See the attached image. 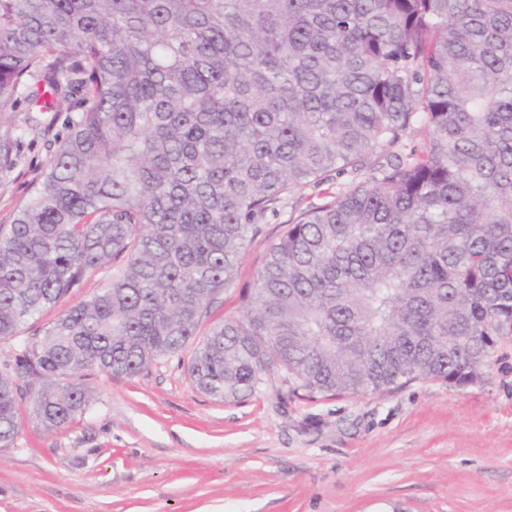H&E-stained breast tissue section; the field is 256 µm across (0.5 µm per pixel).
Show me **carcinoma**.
<instances>
[{
    "mask_svg": "<svg viewBox=\"0 0 512 512\" xmlns=\"http://www.w3.org/2000/svg\"><path fill=\"white\" fill-rule=\"evenodd\" d=\"M23 102L67 133L0 225V340L120 274L0 371V448L23 394L58 430L85 372L191 341L195 387L240 401L279 371L311 395L464 387L512 340V0H0V121ZM36 126L0 132L1 175ZM306 187L241 314L197 339Z\"/></svg>",
    "mask_w": 512,
    "mask_h": 512,
    "instance_id": "1",
    "label": "carcinoma"
}]
</instances>
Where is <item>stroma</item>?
Wrapping results in <instances>:
<instances>
[{
	"instance_id": "obj_1",
	"label": "stroma",
	"mask_w": 512,
	"mask_h": 512,
	"mask_svg": "<svg viewBox=\"0 0 512 512\" xmlns=\"http://www.w3.org/2000/svg\"><path fill=\"white\" fill-rule=\"evenodd\" d=\"M22 163L0 175V225L11 223L63 115H38ZM292 214H268L234 288L210 322L237 315L266 250ZM118 273L88 274L59 304L0 340V365ZM191 348L134 377L86 372L88 410L53 432L22 405V429L0 448V512H512V342L485 380L464 388L416 380L383 394L321 397L283 374L253 397L200 392Z\"/></svg>"
}]
</instances>
